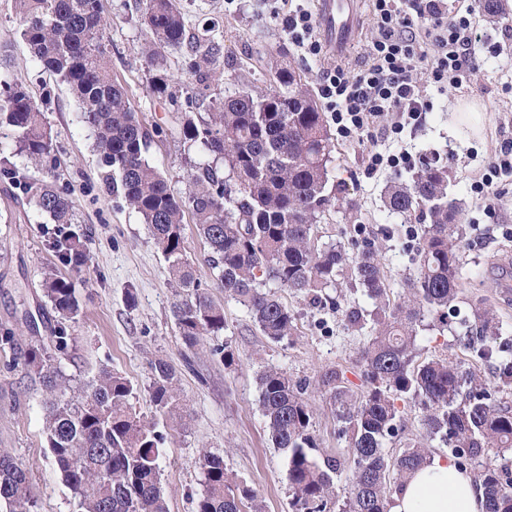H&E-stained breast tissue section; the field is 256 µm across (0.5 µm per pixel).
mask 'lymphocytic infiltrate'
<instances>
[{
	"mask_svg": "<svg viewBox=\"0 0 512 512\" xmlns=\"http://www.w3.org/2000/svg\"><path fill=\"white\" fill-rule=\"evenodd\" d=\"M377 34L368 48V62L358 70L342 66L323 73L319 95L331 112L336 131L345 139H363L374 120L386 113L398 116L387 129L398 137L418 124L433 102L426 86L413 77L424 70L438 92L470 82L481 38L472 8L449 9L448 0H373ZM316 18L305 5L289 12L285 28L296 48L318 55Z\"/></svg>",
	"mask_w": 512,
	"mask_h": 512,
	"instance_id": "f902f5d3",
	"label": "lymphocytic infiltrate"
}]
</instances>
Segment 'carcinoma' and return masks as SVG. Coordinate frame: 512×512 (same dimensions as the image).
Listing matches in <instances>:
<instances>
[{"instance_id": "cac0c4a2", "label": "carcinoma", "mask_w": 512, "mask_h": 512, "mask_svg": "<svg viewBox=\"0 0 512 512\" xmlns=\"http://www.w3.org/2000/svg\"><path fill=\"white\" fill-rule=\"evenodd\" d=\"M20 38L43 71L61 79L76 97L80 119L97 140L112 193L124 199L147 224L170 270L177 296L172 316L186 347L226 330L224 307L196 281L185 255L184 209L190 208L197 234L209 248L210 262L224 296L243 306L266 338L280 343L296 333L295 317L281 292L304 296L322 308L342 309L341 278L360 288L373 309H342L348 325L369 328L360 359L364 389L352 393L340 372L325 375L322 385L342 423L350 448L351 486L339 512H390L392 495L414 470L430 462L432 442L453 448L458 466L477 470L485 512H512V477L488 461L492 448L512 451V405L492 393L512 391V356L497 348L499 321L486 307L473 310L469 348L495 364L496 386L463 371L448 358L416 362L419 328L425 321L448 325V309L464 287L458 241L464 236V212L448 197L449 162L425 157L410 182L386 185L389 211L417 224L413 269L395 302L371 242L348 246L318 243L313 225L331 201L347 202L342 190L327 192L332 138L325 112L309 85L291 65L273 59V86L242 87L210 112L188 118L185 143L213 157L196 167L186 197L171 191L166 178L147 161L152 135L136 117L126 90L112 78L103 42L101 0H16ZM482 21L495 27L509 12V0H477ZM146 31L140 47L150 73V91L174 98L179 87L169 75L164 52L190 44L188 85L205 98L220 72L223 35L208 29L190 35L178 0H137ZM0 127L10 128L16 146L32 165L56 170L44 111L17 83L0 80ZM224 162L221 176L217 162ZM23 192L40 214L55 224L74 220L67 193L43 180L24 182ZM61 264L80 269L88 263L80 237L61 231L52 243ZM42 287L60 319L56 349L68 347L65 323L78 314L73 282L59 272L45 274ZM27 364L39 375L46 393L49 448L82 512H168L161 482L165 437L129 403L130 381L106 368L76 391L43 348L28 350ZM151 401L157 412L180 410L172 368L152 366ZM259 404L269 439L288 452L286 479L292 512H326L338 498L333 474L340 459L314 457V412L305 400L306 384L279 368L258 374ZM422 406L425 435L392 452L401 406ZM203 490L197 512H263L255 492L228 472L224 458L203 454ZM6 512H34L28 469L0 452V506Z\"/></svg>"}]
</instances>
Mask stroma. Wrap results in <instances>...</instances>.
<instances>
[{
    "label": "stroma",
    "mask_w": 512,
    "mask_h": 512,
    "mask_svg": "<svg viewBox=\"0 0 512 512\" xmlns=\"http://www.w3.org/2000/svg\"><path fill=\"white\" fill-rule=\"evenodd\" d=\"M102 4L112 75L153 136L147 159L166 177L175 195H185L191 172L207 156L187 148L182 124L186 117L208 111L210 103L189 90L181 91L173 102L156 98L140 55L145 30L135 0H102ZM181 7L190 32L213 28L224 39L223 76L213 94L228 95L246 83L268 87V61L279 53L313 90L332 63L327 53L314 57L289 43L283 20L293 8L291 0H182ZM486 35L493 50L477 54L470 82L444 94L433 93V111L406 128L401 141L385 136L394 120L390 114L377 117L368 139L335 138L328 188H343L355 203L358 218L349 221L346 208L331 207L315 225L314 235L322 243L377 241L390 291L401 292L411 267L412 243L395 234L404 219L385 208L383 194L390 178L406 181L413 171L385 168L368 173L370 149L376 145L392 153L405 150L416 159L431 153L449 158L448 194L466 208L461 242L465 288L459 307L466 313L479 303L491 305L501 341L512 349V299L503 297L501 283L492 273L495 264L512 261V173L496 180L503 197L496 212H486L483 199L471 190L502 147L512 146V16ZM0 74L21 84L41 105L61 166L54 174L32 167L6 128L0 130V152L21 177L56 179L74 202V229L89 255L82 270L61 266L51 248L58 226L0 178V335L13 336L12 343L0 342V451L29 469L35 512H80L48 446L39 378L24 363L30 347H42L50 355L56 352L55 332L60 325L41 287L43 273L50 268L73 280L79 302L78 315L65 327L69 342L61 369L77 387L104 367L130 380L133 409L155 422L165 436L161 473L168 512H196L202 491L201 456L206 451L223 456L227 469L258 493L264 512H292L287 454L268 439L259 406L258 373L275 367L306 382L318 453L347 457L321 378L339 370L349 388L362 389L359 351L365 331L349 327L342 313L287 293L283 300L297 317V334L281 343L268 341L252 326L245 309L217 288L208 247L188 214L185 254L195 277L223 305L227 328L223 335L187 349L171 314L176 295L168 265L140 216L103 179L94 134L80 123L68 88L44 73L21 41L15 0H0ZM460 101L479 105L481 137L453 128L452 110ZM226 343L236 359L229 367L222 352ZM418 345L422 357L446 356L464 370L489 381L494 378L493 364L472 356L457 317H449L445 328L419 331ZM158 360L166 361L178 375L183 412L173 419L158 413L150 399L151 365Z\"/></svg>",
    "instance_id": "obj_1"
}]
</instances>
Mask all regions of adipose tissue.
I'll use <instances>...</instances> for the list:
<instances>
[{
	"label": "adipose tissue",
	"mask_w": 512,
	"mask_h": 512,
	"mask_svg": "<svg viewBox=\"0 0 512 512\" xmlns=\"http://www.w3.org/2000/svg\"><path fill=\"white\" fill-rule=\"evenodd\" d=\"M390 512H484V496L453 460L435 457L405 480Z\"/></svg>",
	"instance_id": "1"
}]
</instances>
